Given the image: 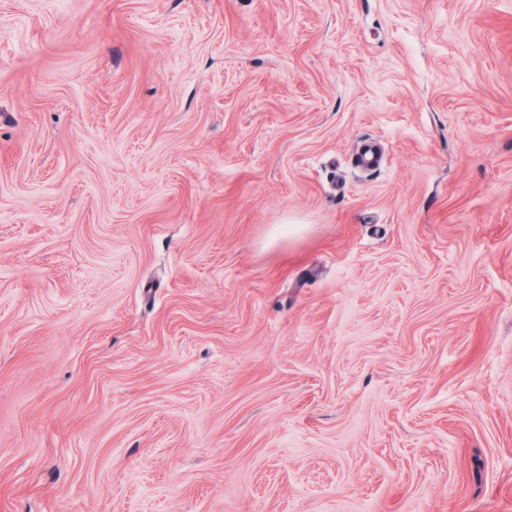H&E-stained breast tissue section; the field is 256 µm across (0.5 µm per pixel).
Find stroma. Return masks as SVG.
Segmentation results:
<instances>
[{"label":"stroma","mask_w":512,"mask_h":512,"mask_svg":"<svg viewBox=\"0 0 512 512\" xmlns=\"http://www.w3.org/2000/svg\"><path fill=\"white\" fill-rule=\"evenodd\" d=\"M0 512H512V0H0Z\"/></svg>","instance_id":"1"}]
</instances>
